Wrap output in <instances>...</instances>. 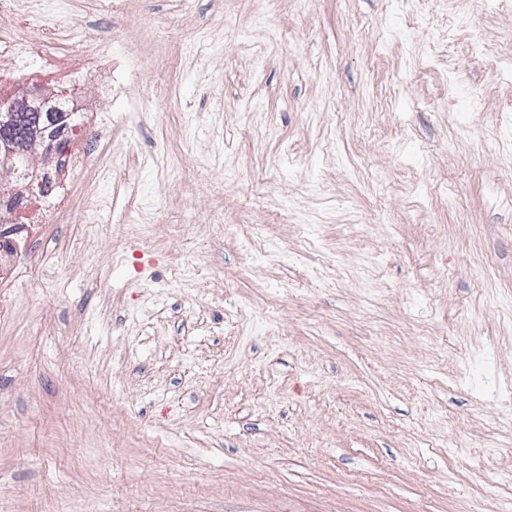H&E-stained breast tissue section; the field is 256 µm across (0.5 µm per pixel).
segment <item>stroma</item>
Returning <instances> with one entry per match:
<instances>
[{"label": "stroma", "instance_id": "stroma-1", "mask_svg": "<svg viewBox=\"0 0 512 512\" xmlns=\"http://www.w3.org/2000/svg\"><path fill=\"white\" fill-rule=\"evenodd\" d=\"M28 7L125 122L0 262V512H512V0ZM102 199L97 190L89 184L85 185L82 198V218L84 224H97Z\"/></svg>", "mask_w": 512, "mask_h": 512}]
</instances>
